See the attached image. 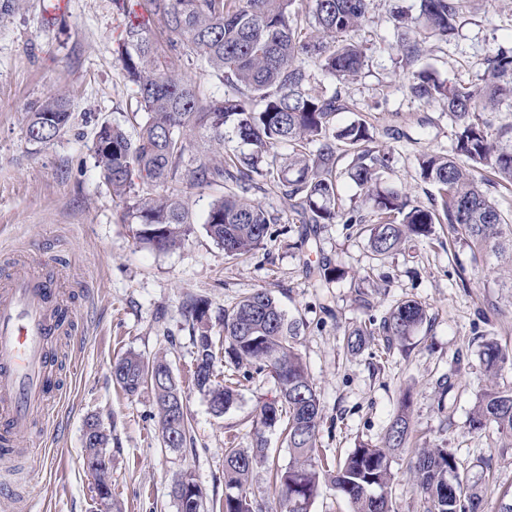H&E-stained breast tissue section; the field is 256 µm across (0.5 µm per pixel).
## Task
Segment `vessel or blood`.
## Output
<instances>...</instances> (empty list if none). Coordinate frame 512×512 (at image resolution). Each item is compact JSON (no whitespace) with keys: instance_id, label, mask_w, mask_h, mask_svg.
<instances>
[{"instance_id":"vessel-or-blood-1","label":"vessel or blood","mask_w":512,"mask_h":512,"mask_svg":"<svg viewBox=\"0 0 512 512\" xmlns=\"http://www.w3.org/2000/svg\"><path fill=\"white\" fill-rule=\"evenodd\" d=\"M0 272V512H25L26 503L7 477L37 458L21 447L33 428L54 431L53 404L62 395L58 337L74 331L75 309L65 306L59 281L45 278L16 254Z\"/></svg>"}]
</instances>
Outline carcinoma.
Here are the masks:
<instances>
[{
	"label": "carcinoma",
	"instance_id": "1",
	"mask_svg": "<svg viewBox=\"0 0 512 512\" xmlns=\"http://www.w3.org/2000/svg\"><path fill=\"white\" fill-rule=\"evenodd\" d=\"M374 0H113L127 18L123 38L113 49L115 60L135 86L133 131L120 123L100 125L92 151L101 178L120 208L121 219L136 225L138 242L164 252L193 231L195 218L182 187L222 185L225 194L214 200L203 222L206 234L230 258L243 257L271 238L277 220L250 199L252 191L273 187L288 201L294 220L307 225L305 244L319 226L341 221L368 232L375 259L380 260L413 238L432 234L433 225L446 224L449 242H462L473 261L494 260L507 274L503 287L512 288V217L496 192H512V122L496 125L491 112L512 106V50L499 49L487 58L484 85H449L430 69L411 74L410 93L427 102L444 101L453 127L450 151L423 153L417 158L421 181L432 188L429 205H413L407 196L380 187L379 174L389 167V153L370 146V123L359 118L344 127L333 122L345 109L338 91L327 94L313 85L305 67L311 61L341 84L355 77L366 48L346 38L368 18ZM468 0H420L415 21L418 38L402 44L407 61L421 53V42L448 40L455 34ZM312 17L313 21L306 20ZM200 71L224 87L217 96L192 79ZM73 114L64 93H53L29 108L25 133L34 143L47 144L65 134ZM230 129L250 154L226 151ZM205 144L201 155L189 157L191 136ZM288 145V157L277 149ZM315 150H310V146ZM350 155L347 174L373 201L370 219L353 209L336 210L340 185L336 171ZM489 169L490 180L477 176ZM198 333L191 336L193 383L209 401L224 403L222 415L237 400L232 378L216 380L215 345L208 335L211 320L222 326L224 353L232 363H253L274 379L279 399L259 406L258 422L265 428L284 425L283 443L292 461L273 473L282 498L303 504L289 512H310L321 488L329 482L349 502L351 512H390L387 488L392 480L391 458L409 437L408 404L402 402L384 438L361 442L336 469H325L316 457L321 402L308 367L296 348L301 324L288 318L267 289L257 290L211 317L202 298L186 302ZM427 319L415 300L391 306L378 329L358 328L346 345L357 351L365 337L379 334L386 343L412 334ZM480 360L488 376L512 364V351L495 340L485 342ZM164 356L145 361L128 353L112 365V377L128 395L147 384L149 369L166 370ZM159 420L172 413L179 382L160 380L153 387ZM473 421L492 424L512 439V387L496 384L483 391ZM265 442L253 448L224 449V500L220 512H257L254 472L267 462ZM423 497L424 512H457L465 499L470 512H479L477 493L458 479L457 461L446 448H421L411 467Z\"/></svg>",
	"mask_w": 512,
	"mask_h": 512
}]
</instances>
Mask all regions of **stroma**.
Masks as SVG:
<instances>
[{
	"label": "stroma",
	"instance_id": "stroma-1",
	"mask_svg": "<svg viewBox=\"0 0 512 512\" xmlns=\"http://www.w3.org/2000/svg\"><path fill=\"white\" fill-rule=\"evenodd\" d=\"M54 3L29 0L0 20V253L24 251L49 275L57 270L56 258H67L65 275L79 313L75 336L60 348L70 373L68 393L55 407L59 426L23 442L50 456L44 467L15 473L27 512H101L83 462V426L91 417L109 436L112 498L121 512H177L171 487L186 472L206 504L223 501L230 440L250 448L264 436L271 460L286 467L291 456L279 429L257 424L258 405L277 395L269 375L246 361L217 360V377L231 374L240 382L237 402L220 416L191 379L184 302L203 298L217 312L261 288L303 324L297 347L321 399L318 448L328 462L359 442L381 441L407 393L413 439L392 457V512H423L410 464L425 444L452 451L464 484L477 492L484 512H495L503 491H512V441L495 427L471 424L474 405L490 383L512 386V366L492 379L480 364L485 341L512 348V295L500 288L490 264L473 263L467 246L449 244L444 224L379 261L367 234L341 223L322 225L314 247L301 246L296 232L282 233L280 224L291 213L272 190L256 195L280 218L271 239L234 260L202 226L210 203L224 193L218 185L188 189L196 224L179 247L158 252L138 243L92 152L99 125L125 122L135 104L134 88L112 55L124 18L112 0H67L62 11ZM399 13L417 17L419 0H375L368 21L350 32L351 40L367 47L354 80L340 87L321 69L312 75L324 89H340L347 102L336 114L337 125L370 117L376 147L393 157L381 186L404 189L413 203L424 205L428 187L417 177L416 157L448 152L451 127L446 103L414 98L408 77L427 67L451 85L483 83L486 58L512 48V0H470L455 34L426 42L410 63L397 38ZM57 91L70 100V129L49 144L30 142L28 108ZM321 261L338 275L328 287L315 288L306 269ZM402 299L426 307L428 319L418 330L389 348L376 336L361 351L347 352L349 332L379 323ZM130 352L146 360L166 354L192 427L188 447L163 446L150 388L130 396L113 379V361ZM447 375L454 386L444 391L437 381Z\"/></svg>",
	"mask_w": 512,
	"mask_h": 512
}]
</instances>
